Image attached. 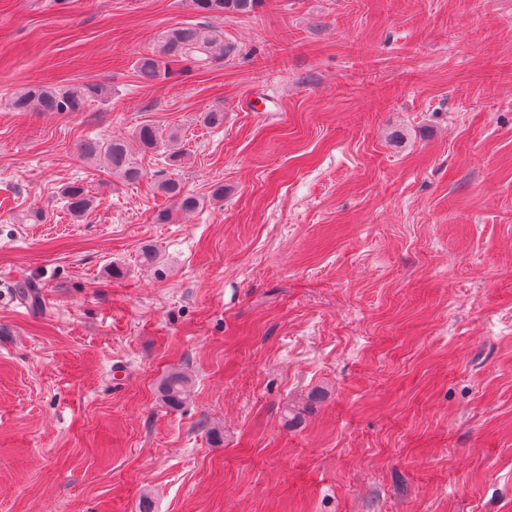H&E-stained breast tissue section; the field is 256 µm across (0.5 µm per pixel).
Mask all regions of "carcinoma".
<instances>
[{"mask_svg":"<svg viewBox=\"0 0 512 512\" xmlns=\"http://www.w3.org/2000/svg\"><path fill=\"white\" fill-rule=\"evenodd\" d=\"M193 10L208 18H221L225 14L245 15L261 7L264 0H190ZM236 53L232 44L224 43L223 33L209 24L177 26L159 34L155 50L142 55L136 62L137 73L146 82L172 71V66L183 63L198 68L221 61ZM99 93V89L83 86L55 88L48 86L25 87L16 92L11 106L18 112H80L87 101ZM162 134L151 124L139 126L132 139L112 137L107 140H89L78 145V156L87 162L100 158L106 160V169L120 175L125 181L135 183L145 172L138 164L135 154L150 152L159 147ZM159 190L171 200V207L155 214L158 224H169L174 214L191 212L199 208L200 201L186 192L175 178L158 181ZM64 203L76 217L85 216L93 208V199L84 187L71 185L63 191ZM16 296L21 303L36 309L39 303L37 286L24 282L16 287ZM191 379L182 372H171L159 386L161 401L171 409H178L188 401Z\"/></svg>","mask_w":512,"mask_h":512,"instance_id":"cac0c4a2","label":"carcinoma"}]
</instances>
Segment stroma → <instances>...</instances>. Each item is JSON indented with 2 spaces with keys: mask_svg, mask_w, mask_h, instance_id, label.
<instances>
[{
  "mask_svg": "<svg viewBox=\"0 0 512 512\" xmlns=\"http://www.w3.org/2000/svg\"><path fill=\"white\" fill-rule=\"evenodd\" d=\"M203 20L0 0V512H512V0H265L139 81ZM72 84L109 97L9 105ZM145 123L181 161L79 159ZM161 174L200 207L155 223ZM236 53L232 44H224L223 33L209 24L177 26L163 30L157 46L136 62L137 73L146 82L172 71V65L192 64L206 68ZM102 89L69 86L55 88L48 86L24 87L11 99V106L17 112H80L93 95ZM64 203L76 217L85 216L93 208V199L84 187L71 185L63 191ZM191 387L192 382L187 375L182 372H171L161 380L158 393L166 406L178 409L188 401Z\"/></svg>",
  "mask_w": 512,
  "mask_h": 512,
  "instance_id": "obj_1",
  "label": "stroma"
}]
</instances>
